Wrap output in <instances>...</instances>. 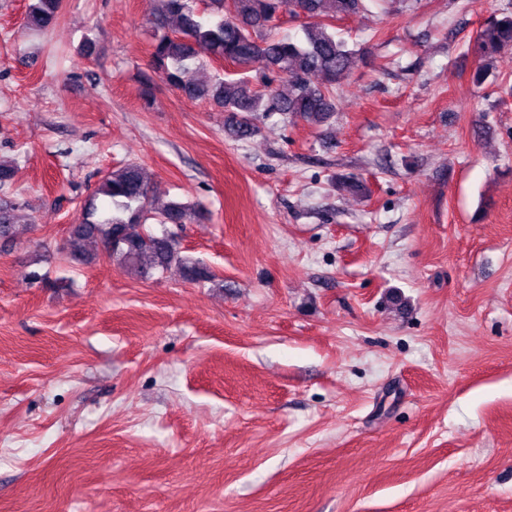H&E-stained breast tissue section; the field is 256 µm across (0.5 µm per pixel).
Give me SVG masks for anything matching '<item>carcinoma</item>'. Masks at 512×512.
<instances>
[{
	"mask_svg": "<svg viewBox=\"0 0 512 512\" xmlns=\"http://www.w3.org/2000/svg\"><path fill=\"white\" fill-rule=\"evenodd\" d=\"M62 0H30L26 23L46 29L57 19ZM212 18L203 20L193 0H158L149 25L154 30L150 54L153 76L174 87L190 101L209 100L224 111V130L234 137L254 135L258 115L275 113L317 126L335 112L332 88L340 84L359 60L357 51L329 30L323 18H344L364 8V0H207ZM304 18L305 39L281 36L282 14ZM512 48V13L491 15L476 32L471 53L477 59L472 75L480 85L493 73L503 50ZM211 59H229L239 78L196 77L201 52ZM269 72L289 85L286 94L269 81L254 84L247 73ZM320 74L324 85L311 82ZM150 188L143 168L127 164L104 175L69 227L71 246L98 241L116 263L131 274L176 268L190 282L211 275L199 262L181 255L175 233L156 235L146 227ZM201 218L196 208L181 202L165 205L155 215L159 224L180 226ZM11 208L0 205V241L15 240Z\"/></svg>",
	"mask_w": 512,
	"mask_h": 512,
	"instance_id": "obj_1",
	"label": "carcinoma"
}]
</instances>
